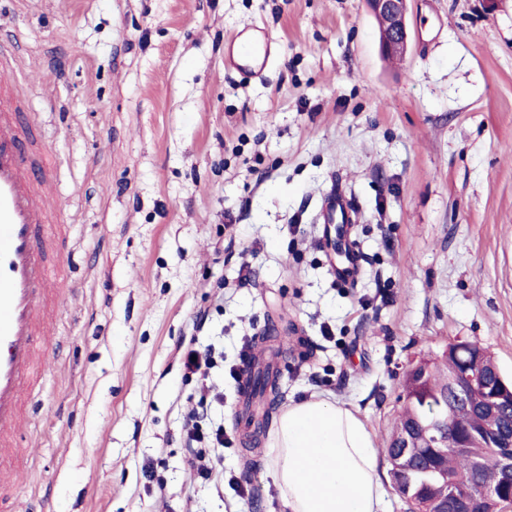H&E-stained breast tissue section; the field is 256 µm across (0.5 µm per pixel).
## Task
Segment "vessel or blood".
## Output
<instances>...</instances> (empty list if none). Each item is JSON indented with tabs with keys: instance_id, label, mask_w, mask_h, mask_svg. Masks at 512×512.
Wrapping results in <instances>:
<instances>
[{
	"instance_id": "vessel-or-blood-1",
	"label": "vessel or blood",
	"mask_w": 512,
	"mask_h": 512,
	"mask_svg": "<svg viewBox=\"0 0 512 512\" xmlns=\"http://www.w3.org/2000/svg\"><path fill=\"white\" fill-rule=\"evenodd\" d=\"M269 55L268 35L247 23L229 47L227 62L255 75ZM25 99L15 57L0 52V484L21 470L12 454L14 438L34 376L45 363L42 352L54 339L48 256L59 251L55 227L64 212L43 204L53 193L54 159L32 140Z\"/></svg>"
}]
</instances>
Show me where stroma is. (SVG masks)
I'll return each mask as SVG.
<instances>
[{"label": "stroma", "mask_w": 512, "mask_h": 512, "mask_svg": "<svg viewBox=\"0 0 512 512\" xmlns=\"http://www.w3.org/2000/svg\"><path fill=\"white\" fill-rule=\"evenodd\" d=\"M246 22L272 40L258 78L224 66ZM407 22L392 60L364 0H0L71 202L15 512H288L229 374L273 326L279 407L356 410L384 512H407L385 454L407 371L467 340L512 375V0H409ZM339 191L347 285L325 240ZM190 344L218 356L204 398ZM193 410L232 440L208 481Z\"/></svg>", "instance_id": "stroma-1"}]
</instances>
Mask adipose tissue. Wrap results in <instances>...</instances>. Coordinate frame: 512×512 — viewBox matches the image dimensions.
I'll use <instances>...</instances> for the list:
<instances>
[{
	"label": "adipose tissue",
	"mask_w": 512,
	"mask_h": 512,
	"mask_svg": "<svg viewBox=\"0 0 512 512\" xmlns=\"http://www.w3.org/2000/svg\"><path fill=\"white\" fill-rule=\"evenodd\" d=\"M269 445L289 512H382L372 436L344 404L320 396L288 404Z\"/></svg>",
	"instance_id": "obj_1"
}]
</instances>
